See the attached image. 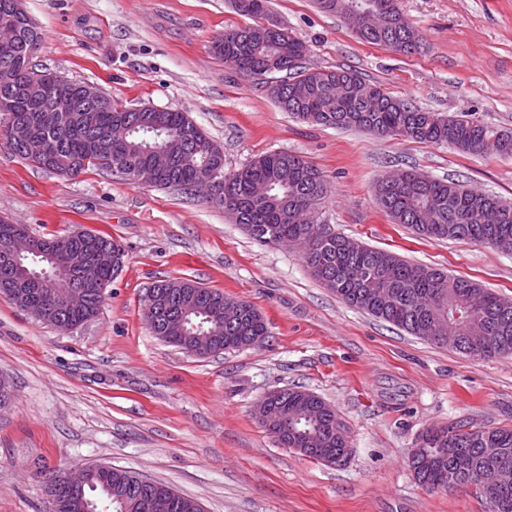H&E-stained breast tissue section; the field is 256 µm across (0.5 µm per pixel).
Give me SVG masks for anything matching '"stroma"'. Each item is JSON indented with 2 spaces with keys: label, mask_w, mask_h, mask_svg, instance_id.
Listing matches in <instances>:
<instances>
[{
  "label": "stroma",
  "mask_w": 512,
  "mask_h": 512,
  "mask_svg": "<svg viewBox=\"0 0 512 512\" xmlns=\"http://www.w3.org/2000/svg\"><path fill=\"white\" fill-rule=\"evenodd\" d=\"M422 35L405 54L360 41L314 0H269L268 20L308 48L306 64L357 71L427 112L512 131V0H398ZM42 42L39 70L89 84L130 108L186 112L233 172L269 151L326 176L318 221L337 235L512 297V252L422 240L393 223L372 185L416 169L512 202V157L305 123L267 83L237 74L211 44L244 24L233 0H22ZM36 236L102 232L122 268L99 313L63 332L0 294V512H46L59 468L108 464L165 483L204 512H486L470 486L431 492L409 457L429 425L512 427V355L474 359L344 304L301 253L263 246L204 193L133 185L98 167L65 175L0 144V217ZM183 278L248 301L270 334L198 358L154 336L147 290ZM320 395L352 451L329 466L284 447L256 419L265 394Z\"/></svg>",
  "instance_id": "obj_1"
}]
</instances>
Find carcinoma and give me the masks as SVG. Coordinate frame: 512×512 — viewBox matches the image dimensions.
<instances>
[{"mask_svg":"<svg viewBox=\"0 0 512 512\" xmlns=\"http://www.w3.org/2000/svg\"><path fill=\"white\" fill-rule=\"evenodd\" d=\"M16 0H0V24L9 22L17 31L16 43L6 56L0 55V120L14 114L26 115L54 149L55 159L47 160L28 153V149L6 142L15 155L35 166L60 174H71L84 154L97 149L100 167L111 169L114 156L125 158L130 166L147 162L151 149L167 145L171 164L157 187L188 190V185L203 176L209 167L224 166L222 149L216 156L198 151L194 141L181 137L186 127L197 139L211 143L206 133L184 112H128L113 103L92 115L83 112H39L24 91L28 70L42 34L28 17L15 8ZM319 9L332 13L345 24L357 3H368L373 10L371 31L361 41L383 45L409 54L421 35L400 12L396 0H315ZM267 0H235L239 15L251 20L258 30L245 48L238 47L236 29H226L211 45L215 56L233 55L229 67L242 75L294 72V76L269 84L270 94L287 112L301 120L337 128L356 127L379 136H404L432 144H449L465 153L512 155V135L501 134L477 121L444 116L416 108L392 96L378 85L365 81L351 69L303 67L306 46L299 40L282 41L260 31ZM118 123L130 124L122 143L108 139L109 129ZM224 208L228 216L249 228L263 224L272 234L258 240L273 245L279 237H312L320 225L305 223L300 213L315 214L329 193L325 177L301 156L285 151H270L244 167L223 174ZM378 204L395 224H404L422 239H469L505 251H512V203L470 189L460 182L440 180L409 169L394 178L382 177L374 184ZM53 253H33L21 258L20 267L30 277L42 278L64 269L62 287L83 284L82 264L89 256L83 240L70 236L51 238ZM311 274L344 303L390 323L436 345H448V330L458 343L452 348L463 353L467 346L483 358L512 355V298L504 297L478 283L420 263L387 250L370 247L357 239L332 236L318 240L304 255ZM157 286L184 292L180 306L185 313V330L176 347H189L194 336L212 335L217 345L237 350L239 344L269 336L265 318L249 302H242L241 321L229 329L219 318L217 304L224 293L199 285L191 279L160 280ZM84 304L70 310L62 327L73 329L97 315L104 299L99 289H82ZM321 402L314 392L293 388L277 399L272 421L265 429L272 435L288 428V447H312L314 460L346 458L351 442L345 426L330 405L326 415L304 416L307 400ZM420 467L416 478L432 492L469 486L468 472L488 464L512 467V428L481 430L460 428L447 437L425 430ZM136 473L119 469L107 482L92 480L81 499L61 493L53 512H90L92 505H109L112 512H147L156 502L162 512H192L191 499L174 493L169 486L153 482L143 485ZM487 512H512V484L478 486Z\"/></svg>","mask_w":512,"mask_h":512,"instance_id":"cac0c4a2","label":"carcinoma"}]
</instances>
